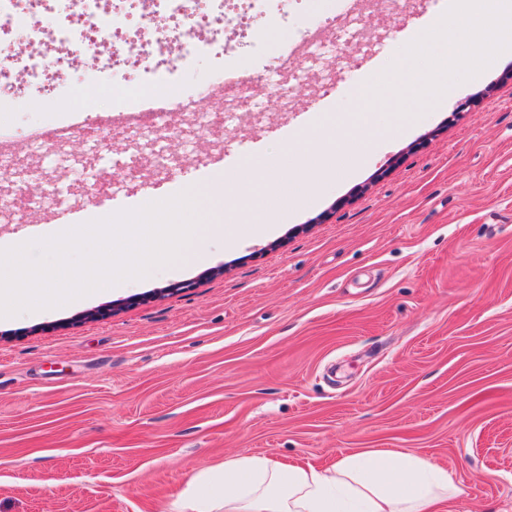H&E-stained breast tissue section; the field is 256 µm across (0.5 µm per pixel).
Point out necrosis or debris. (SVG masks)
<instances>
[{
	"label": "necrosis or debris",
	"instance_id": "4bbe7bcc",
	"mask_svg": "<svg viewBox=\"0 0 512 512\" xmlns=\"http://www.w3.org/2000/svg\"><path fill=\"white\" fill-rule=\"evenodd\" d=\"M308 0H0V110L33 95L70 103L72 112H140L154 91L176 112L195 111L210 89L237 77L253 88L255 74L238 62L237 48L256 28L287 21ZM54 46L52 58L42 48ZM94 69L73 79L80 59ZM212 60L195 85L181 71L197 58ZM98 94L76 101L83 86Z\"/></svg>",
	"mask_w": 512,
	"mask_h": 512
}]
</instances>
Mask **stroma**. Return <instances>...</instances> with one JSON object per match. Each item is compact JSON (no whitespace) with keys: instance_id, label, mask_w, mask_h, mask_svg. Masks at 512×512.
I'll use <instances>...</instances> for the list:
<instances>
[{"instance_id":"35a3bbf8","label":"stroma","mask_w":512,"mask_h":512,"mask_svg":"<svg viewBox=\"0 0 512 512\" xmlns=\"http://www.w3.org/2000/svg\"><path fill=\"white\" fill-rule=\"evenodd\" d=\"M446 22L441 44L430 27ZM483 26L465 0H367L328 41L339 57L282 61L287 100L247 122L179 124L210 146L183 159L133 135L117 152L21 148L0 177V242L44 238L64 189L82 222L163 200L216 171L310 140L315 187L276 185L273 212L238 223L201 202L192 253L111 294L0 321V512H167L202 466L243 455L329 467L355 448L446 464L461 495L439 512H512V46L492 65L383 83L404 51L432 69ZM372 100L361 109L358 96ZM0 112V135L60 101ZM357 129L362 164L337 162ZM131 168L111 191L102 172Z\"/></svg>"}]
</instances>
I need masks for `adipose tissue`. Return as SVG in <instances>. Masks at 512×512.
<instances>
[{"mask_svg":"<svg viewBox=\"0 0 512 512\" xmlns=\"http://www.w3.org/2000/svg\"><path fill=\"white\" fill-rule=\"evenodd\" d=\"M485 25L460 36L458 69L494 61L512 40V0H469ZM460 492L447 466L391 448H359L329 468L238 456L197 471L171 512H438Z\"/></svg>","mask_w":512,"mask_h":512,"instance_id":"adipose-tissue-1","label":"adipose tissue"}]
</instances>
